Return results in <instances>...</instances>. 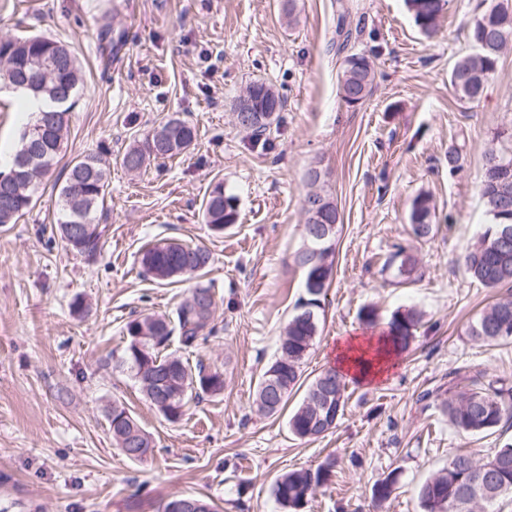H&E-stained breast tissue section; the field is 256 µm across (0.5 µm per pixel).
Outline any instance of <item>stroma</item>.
Instances as JSON below:
<instances>
[{
	"label": "stroma",
	"mask_w": 512,
	"mask_h": 512,
	"mask_svg": "<svg viewBox=\"0 0 512 512\" xmlns=\"http://www.w3.org/2000/svg\"><path fill=\"white\" fill-rule=\"evenodd\" d=\"M339 2L0 0V36L52 35L84 70L59 163L42 177L36 206L0 224V512H159L186 495L220 512H286L275 480L330 455L332 477L303 512H423L419 488L450 455L485 458L512 442V428L484 437L456 431L441 410L457 365L512 384V344L484 346L467 334L496 293L459 262L489 222L479 194L484 152L494 130L512 129V47L481 100L464 103L448 77L472 51L467 24L478 0H447L432 39L404 0H347L350 24L361 29L352 50L377 71L372 95L352 106L340 94L343 58L330 46ZM106 20L125 35L120 50L99 38ZM258 79L285 100L261 142L233 115ZM20 107L16 93L0 88L1 169L21 147L29 116ZM175 114L195 126L194 143L126 170L124 153ZM452 145L462 148L453 171ZM89 153L101 158L110 189L93 258L69 250L54 229L64 167ZM312 168L342 230L304 378L334 366L338 342L364 335V307L383 321L412 307L422 321L395 368L371 385L348 381L335 429L306 441L289 432L287 412L261 414L253 399L304 295L293 255L304 243ZM218 185L239 212L221 233L202 219ZM420 194L430 197L438 230L417 241L408 215ZM163 239L206 248L208 272L172 283L144 276L141 252ZM401 246L417 259L409 284L382 268ZM199 286L214 291L215 329L191 350L175 340L168 350L223 371L225 386L172 423L112 355L125 346L128 320L174 316ZM77 297L86 305L80 315L70 308ZM115 401L152 440L143 459L112 443L106 412ZM390 474L393 494L373 506V485Z\"/></svg>",
	"instance_id": "1"
}]
</instances>
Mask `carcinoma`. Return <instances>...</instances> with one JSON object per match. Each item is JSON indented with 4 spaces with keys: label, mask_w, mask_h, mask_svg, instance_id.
Wrapping results in <instances>:
<instances>
[{
    "label": "carcinoma",
    "mask_w": 512,
    "mask_h": 512,
    "mask_svg": "<svg viewBox=\"0 0 512 512\" xmlns=\"http://www.w3.org/2000/svg\"><path fill=\"white\" fill-rule=\"evenodd\" d=\"M444 0H406L415 25L428 38L437 32L438 19ZM512 35V0H482L480 11L468 22V36L473 51L453 65L449 83L462 102L481 99L492 80L504 52L502 34ZM353 30L340 14L336 26V50H344L351 42ZM51 61L50 74H36L34 64ZM24 73L33 76L35 89L26 94L46 102L43 110H54L59 119L47 125L39 145L43 156L41 173H46L60 154L69 131L71 105L83 84L82 69L77 58L63 42L45 35L0 37V83ZM376 72L369 58L352 54L344 60L340 81L342 99L350 105L363 103L373 93ZM253 96V120L245 130L254 135L267 132L284 108L283 97L264 81H255L247 88ZM196 130L177 115L147 133L123 157L128 170L140 169L147 160L170 158L186 150L195 140ZM512 143V132L496 131L484 153L485 167L481 197L490 225L475 241L467 245L461 260L470 277L485 288L506 289L468 326L467 335L486 346L512 341V207H500L507 198L512 201V148H497L500 143ZM96 155L75 158L67 169L58 189V224L65 243L72 241L69 227L82 229V248L78 254L94 256L100 250L102 230L100 215L104 213L109 194L106 170ZM39 179L15 190L10 207L0 208V224H13L24 211L37 202ZM303 210L309 215L316 211L325 223L334 226L324 240L314 237L319 225L305 221V244L294 256V263L303 271L306 298L289 319L280 340V356L262 374L255 391L259 411L275 414L288 404V394L304 388L301 402L288 419V429L299 439H315L336 427L346 406V376L334 368L323 370L309 382L302 380L301 364L309 355L319 333L317 308L330 286L334 266V241L339 232L340 215L329 194L309 191L303 199ZM205 223L215 231L237 223V199L216 187L208 196L203 211ZM427 196H416L410 206L409 223L414 236H433L436 225ZM211 262L210 253L201 247L177 242H159L146 249L140 263L145 273L157 280H168L187 273L203 274ZM396 266V274L406 280L416 270L413 257L399 251L387 259L384 267ZM215 299L212 289L200 287L176 309L175 319L152 314L141 315L125 325L126 345L115 359V366L133 374L149 402L176 422L184 415L188 401L202 395L216 396L224 392V373L199 364L191 368L181 358L163 353L172 335L179 343L191 348L212 334ZM421 315L413 308L397 311L387 322L380 338L394 353L405 350L414 338ZM442 412L458 431L480 436L494 431L502 423L512 422V386L485 381L484 373L470 365H461L448 374V399L442 402ZM113 444L131 460L147 455L152 441L130 412L119 403H112L107 412ZM473 455L459 452L448 464L427 479L419 489L423 512H489L491 505L506 494H512V443H506L478 466L470 464ZM494 468L495 482L488 493L470 500L464 489L482 480L480 467ZM334 460L326 458L315 469L291 471L281 476L273 486L276 500L288 512H300L313 490L330 480ZM396 477L390 473L372 487V501L385 502L393 491Z\"/></svg>",
    "instance_id": "carcinoma-1"
}]
</instances>
